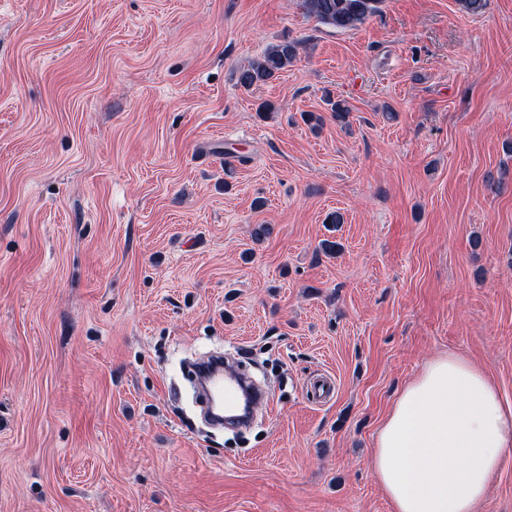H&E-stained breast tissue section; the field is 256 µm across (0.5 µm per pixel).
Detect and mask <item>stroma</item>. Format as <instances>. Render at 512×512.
I'll return each instance as SVG.
<instances>
[{
  "label": "stroma",
  "mask_w": 512,
  "mask_h": 512,
  "mask_svg": "<svg viewBox=\"0 0 512 512\" xmlns=\"http://www.w3.org/2000/svg\"><path fill=\"white\" fill-rule=\"evenodd\" d=\"M510 143L512 0H0V512H393L374 442L428 361L512 405ZM216 347L272 374L240 441L183 374ZM309 16L339 29H353L380 11L384 0H299ZM297 54L298 42L280 40L271 45L260 58L237 71V84L250 89L254 85L267 83L291 66Z\"/></svg>",
  "instance_id": "35a3bbf8"
}]
</instances>
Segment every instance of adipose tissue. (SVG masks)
Returning a JSON list of instances; mask_svg holds the SVG:
<instances>
[{
	"instance_id": "obj_1",
	"label": "adipose tissue",
	"mask_w": 512,
	"mask_h": 512,
	"mask_svg": "<svg viewBox=\"0 0 512 512\" xmlns=\"http://www.w3.org/2000/svg\"><path fill=\"white\" fill-rule=\"evenodd\" d=\"M512 447V407L474 364L438 357L407 384L375 440L394 512H477Z\"/></svg>"
}]
</instances>
